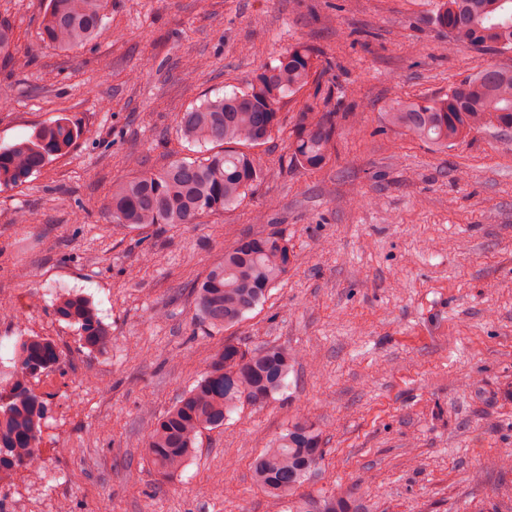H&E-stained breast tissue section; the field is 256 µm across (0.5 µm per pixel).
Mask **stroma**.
<instances>
[{
	"instance_id": "obj_1",
	"label": "stroma",
	"mask_w": 512,
	"mask_h": 512,
	"mask_svg": "<svg viewBox=\"0 0 512 512\" xmlns=\"http://www.w3.org/2000/svg\"><path fill=\"white\" fill-rule=\"evenodd\" d=\"M45 0H0L15 29L0 64V148L66 118L82 136L22 186L0 188V358L16 336H48L41 443L58 493L19 472L0 484L25 512H288L251 477L254 456L299 421L325 456L297 491L317 504L343 486L358 512H512V134L439 150L392 129L399 96L447 93L512 66V52L449 49L432 0H110L88 44L40 42ZM320 51L323 75L285 100L257 153L265 175L238 206L198 224H113L112 184L202 151L180 112L243 85L279 53ZM309 100L336 117L329 163L290 164ZM36 211L38 223L15 216ZM277 232L290 270L239 324L195 318L192 282L236 240ZM91 298L112 330L78 348L57 295ZM163 318H155V311ZM301 351L267 403L240 404L167 482L146 455L155 416L194 386L225 339Z\"/></svg>"
}]
</instances>
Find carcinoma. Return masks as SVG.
I'll use <instances>...</instances> for the list:
<instances>
[{"label": "carcinoma", "instance_id": "obj_1", "mask_svg": "<svg viewBox=\"0 0 512 512\" xmlns=\"http://www.w3.org/2000/svg\"><path fill=\"white\" fill-rule=\"evenodd\" d=\"M109 0H49L38 38L58 49L93 39L104 25ZM436 28L448 34V49L460 44L495 52L512 51V0H436ZM14 53L13 29L0 23V59ZM319 55L297 46L241 87L207 99L181 113L178 129L189 146L214 149L201 158H178L167 166L112 185V221L130 230L150 224H197L205 216L241 203L260 182L262 167L251 149L266 144L279 126L284 99L299 93L320 75ZM390 126L437 148L461 143L487 128L512 130V67L495 66L463 79L448 94L397 99L388 108ZM338 128L316 101L304 103L291 131L289 161L317 171L330 159ZM81 130L61 117L35 128L25 140L0 149V186L22 185L50 158L68 153ZM288 241L275 232L244 237L224 250L221 261L197 280L196 317L213 330L232 327L262 303L269 288L287 273ZM53 310L78 326L83 347L104 352L109 327L80 293L59 295ZM299 353L260 345L243 349L231 342L214 351L206 371L157 419L149 432L147 453L157 472L173 479L198 452L203 431L224 426L228 412L242 401L262 404L284 386ZM60 354L47 336H22L14 345L11 373L0 380V472L23 470L32 476L41 465L46 399L33 391L34 379L59 365ZM318 433L295 423L274 448L255 456V484L270 498L295 491L321 462ZM289 512H358L348 491L323 497L310 509L305 500L290 502Z\"/></svg>", "mask_w": 512, "mask_h": 512}]
</instances>
